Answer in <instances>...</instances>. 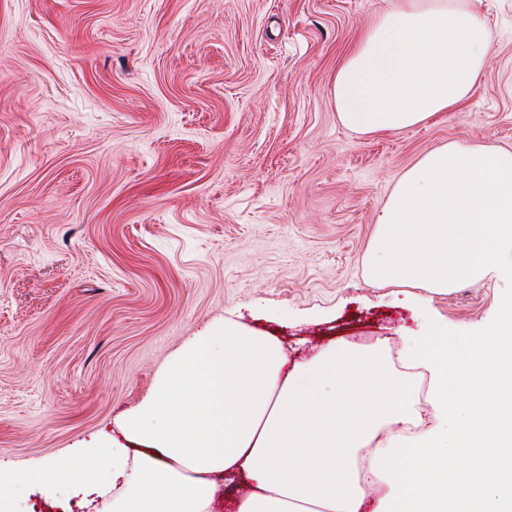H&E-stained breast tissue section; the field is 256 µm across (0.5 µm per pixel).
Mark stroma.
Masks as SVG:
<instances>
[{"label":"stroma","mask_w":512,"mask_h":512,"mask_svg":"<svg viewBox=\"0 0 512 512\" xmlns=\"http://www.w3.org/2000/svg\"><path fill=\"white\" fill-rule=\"evenodd\" d=\"M455 111L339 121L336 66L399 0H0V458L66 461L231 319L295 359L428 324L482 334L505 282L431 301L363 258L401 175L455 141L512 151V0Z\"/></svg>","instance_id":"obj_1"}]
</instances>
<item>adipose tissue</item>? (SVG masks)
Returning <instances> with one entry per match:
<instances>
[{
	"label": "adipose tissue",
	"mask_w": 512,
	"mask_h": 512,
	"mask_svg": "<svg viewBox=\"0 0 512 512\" xmlns=\"http://www.w3.org/2000/svg\"><path fill=\"white\" fill-rule=\"evenodd\" d=\"M490 50L471 0H400L336 70L342 125L408 129L457 108ZM483 339L428 327L402 357L431 375L428 413L385 346L329 344L290 361L226 319L187 337L119 436L77 442L68 465L0 459V512L20 492L95 512H212L217 477L244 476L236 512H512V300ZM459 418L449 428V418Z\"/></svg>",
	"instance_id": "obj_1"
}]
</instances>
